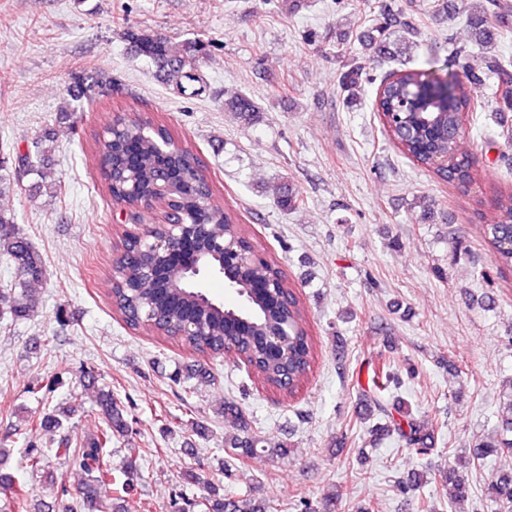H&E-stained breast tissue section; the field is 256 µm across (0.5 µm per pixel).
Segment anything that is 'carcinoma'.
Masks as SVG:
<instances>
[{"label": "carcinoma", "mask_w": 512, "mask_h": 512, "mask_svg": "<svg viewBox=\"0 0 512 512\" xmlns=\"http://www.w3.org/2000/svg\"><path fill=\"white\" fill-rule=\"evenodd\" d=\"M469 23L478 31L479 41L484 47L494 46L498 39L508 32L505 20L507 5L501 0H479L475 6L465 4ZM407 5L379 2L374 27L365 36L362 31L353 34L370 56L382 57L387 49L390 31L398 27L407 32H415L412 21L407 19ZM124 38L134 49L135 54L159 71L167 72L166 85L177 93L200 97L208 90L207 82L201 73V64L208 55L207 44L200 39H187L179 47L171 40L151 29L131 28L124 32ZM448 77V106L439 110L435 123V136L428 141L423 134L410 126L394 123L389 130L399 151L436 177L455 185L462 192L480 178L473 158L463 149L467 125L478 122V113L473 105V88L488 79L493 80L492 104L500 112L512 111V61L497 56L491 58L486 69L477 70L470 63L469 51L462 47L452 49V68ZM426 71L417 68H403L384 76L375 90L373 110L376 112H423L426 93L420 91L425 86ZM76 101L84 104L95 100L105 90L103 81L90 77L76 76ZM363 82L361 68L354 65L343 72L340 78L342 91L347 93L346 103H351ZM224 109L235 112L245 121L253 120L258 107L243 94H232L224 100ZM172 139L171 134L155 126L148 119L124 127L120 141L112 145V136L103 132L98 138V157L101 165H131L139 171L140 190L129 191L123 183L108 184L107 190L112 201L138 211L144 207L141 198L148 196L152 181L160 170H165L173 181L180 184L177 207L188 214L197 224L208 225L209 234L219 236L224 225L237 223V216L221 207L214 211L205 206V199L214 196L213 186L206 182L198 169L199 157L193 147L183 144V153L178 157H168L159 151L164 142ZM54 134L44 132L32 142V149L13 159L0 158V184L22 188L23 182L31 175L38 177L35 187L47 180L55 179L52 167ZM448 154V167L435 168L432 165L434 152ZM299 193L282 191L276 194L274 204L282 210H291L302 204ZM484 242L489 261L498 270H512V191L499 193L495 199L490 223L482 225ZM0 261L13 269V280L0 288V316L8 314L14 320H28L37 312L38 298L32 293L34 285L47 276L46 263L27 237L16 225L15 214L0 209ZM254 278L250 274L238 275L228 280L225 286L241 294L244 305L222 315L209 304L197 308L193 306L196 285L185 282L182 275L169 265L149 288L140 286L139 266L130 256L120 261L118 282L112 286V305L120 314L137 310L143 314L151 311L166 313V331L178 328L183 316L209 317L205 334L202 336H181L179 340L187 347L206 352L219 351L224 347L225 332L232 329L238 333L239 351L245 361L268 385L278 383L282 374L288 373L303 383L312 367L314 342L308 328L307 315L298 299L291 306L273 314L262 302L247 295L253 288ZM276 321L286 322L292 333V353L288 362L281 363L267 356L261 347V338L253 335V329ZM374 391L368 394L367 407L386 415L388 410L381 399V393L397 389L403 383L401 373L388 359L382 360L375 373ZM103 418L100 434L82 447L73 446L71 435L65 432V422L74 412V406L58 408V413H49L40 425L60 430L51 448H38L32 444L21 451L22 468L31 472L44 468L48 456L75 457L86 473V481L72 490L64 483L56 485L54 504L58 512H76V508L87 512H114V507L100 499V485L112 481V465L105 448L115 439L128 435L129 424L124 418L123 409L112 394L106 393L99 401ZM394 411L399 418L389 421L377 420L364 427V440L376 443L388 437L396 439L417 455H427L432 451L434 427L414 418L409 411L398 404ZM224 417L232 422L234 431L224 435V445L236 456L252 457L266 452L268 442L259 435L240 434L246 429L241 412L236 405H224ZM490 456H512V379L503 381L499 391L495 434L490 439L478 442L468 462L483 461ZM429 472H411L398 481L400 493L407 494L428 482ZM433 480L442 489L449 503L461 501L468 494V486L456 466L450 465L434 474ZM0 493L5 497V508L10 512H26L27 496L23 477L0 475ZM487 494L503 509L512 510V469H501L488 478ZM342 493L336 491L317 500L304 497L297 504L298 512H334ZM196 500L183 490L174 491L171 512H194ZM206 512H269L263 500L251 497H236L222 494L211 488L205 503Z\"/></svg>", "instance_id": "obj_1"}]
</instances>
